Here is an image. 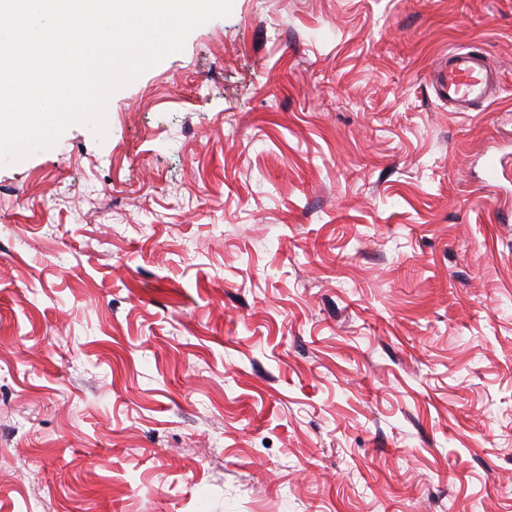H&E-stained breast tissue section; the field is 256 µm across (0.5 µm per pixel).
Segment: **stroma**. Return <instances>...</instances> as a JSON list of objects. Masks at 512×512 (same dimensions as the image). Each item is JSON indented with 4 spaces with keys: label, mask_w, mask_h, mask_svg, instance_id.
Instances as JSON below:
<instances>
[{
    "label": "stroma",
    "mask_w": 512,
    "mask_h": 512,
    "mask_svg": "<svg viewBox=\"0 0 512 512\" xmlns=\"http://www.w3.org/2000/svg\"><path fill=\"white\" fill-rule=\"evenodd\" d=\"M107 120L0 166V512H512V0H234ZM489 84V72L481 55L473 51L448 55L441 87L449 111L468 112L474 104L487 100Z\"/></svg>",
    "instance_id": "stroma-1"
}]
</instances>
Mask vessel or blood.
<instances>
[{
  "label": "vessel or blood",
  "mask_w": 512,
  "mask_h": 512,
  "mask_svg": "<svg viewBox=\"0 0 512 512\" xmlns=\"http://www.w3.org/2000/svg\"><path fill=\"white\" fill-rule=\"evenodd\" d=\"M489 84V72L481 55L472 51L449 55L441 81L449 111L466 112L487 100Z\"/></svg>",
  "instance_id": "vessel-or-blood-1"
}]
</instances>
